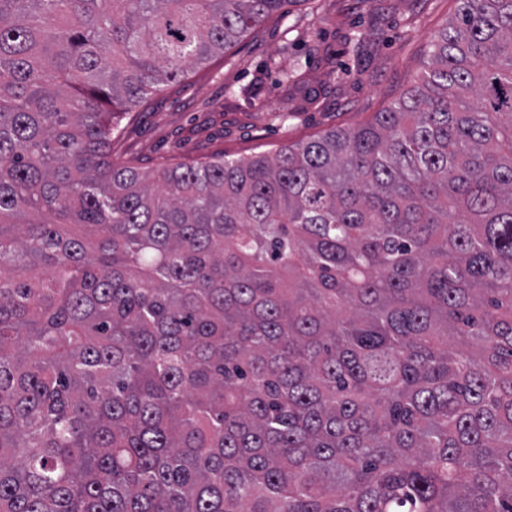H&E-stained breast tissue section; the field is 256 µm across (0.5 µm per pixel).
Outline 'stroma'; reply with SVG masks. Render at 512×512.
Instances as JSON below:
<instances>
[{
  "label": "stroma",
  "instance_id": "obj_1",
  "mask_svg": "<svg viewBox=\"0 0 512 512\" xmlns=\"http://www.w3.org/2000/svg\"><path fill=\"white\" fill-rule=\"evenodd\" d=\"M455 0H296L121 123L115 162L249 156L369 121L417 81Z\"/></svg>",
  "mask_w": 512,
  "mask_h": 512
}]
</instances>
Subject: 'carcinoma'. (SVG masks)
<instances>
[{
  "label": "carcinoma",
  "instance_id": "obj_1",
  "mask_svg": "<svg viewBox=\"0 0 512 512\" xmlns=\"http://www.w3.org/2000/svg\"><path fill=\"white\" fill-rule=\"evenodd\" d=\"M299 0H0V512H512V0L374 119L112 158Z\"/></svg>",
  "mask_w": 512,
  "mask_h": 512
}]
</instances>
